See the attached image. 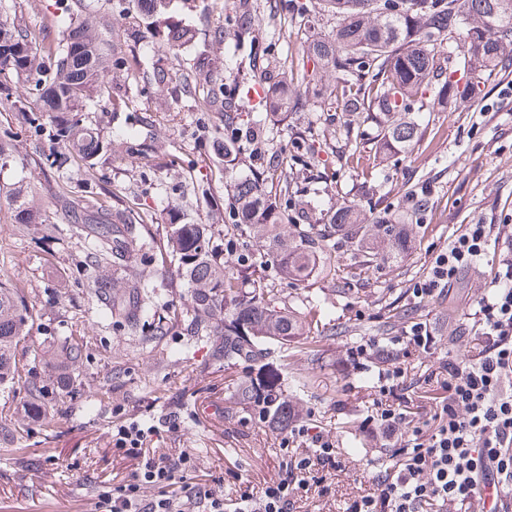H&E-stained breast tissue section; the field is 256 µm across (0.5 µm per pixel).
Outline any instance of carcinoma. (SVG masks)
<instances>
[{"instance_id": "obj_1", "label": "carcinoma", "mask_w": 512, "mask_h": 512, "mask_svg": "<svg viewBox=\"0 0 512 512\" xmlns=\"http://www.w3.org/2000/svg\"><path fill=\"white\" fill-rule=\"evenodd\" d=\"M166 0H128L130 34L149 32L152 18ZM324 10L336 16L331 36L314 35L302 55L290 65L273 91L276 122L288 121V114L308 105L306 93L321 87L319 107L324 112H356L376 127L372 142L349 127L345 142L337 145L314 139L299 159L301 171L314 174L333 161L356 158L361 174L373 173L377 165L423 141L426 128L416 119L392 121L399 113L444 112L448 102L472 97L474 80L512 61V0H320ZM63 37L57 50L40 56L36 37L27 29L10 27L0 20V102L15 112H30L31 122L48 118L52 139L73 149V158L88 166L105 148L92 129L80 125L79 113L91 103L106 102L117 108L121 100L112 96L107 42L92 25L71 13L60 16ZM466 34L463 56L454 59L438 49L436 41L456 42ZM195 42L194 30L167 29L163 43L175 52ZM158 86L180 97L192 95L189 83L170 85L161 60L151 64ZM465 78V83L455 78ZM26 76L34 81L35 100L14 96V79ZM211 104L219 107L223 124L213 128L215 138L224 128H236L235 139H251L255 129L251 118H243L236 102L224 88L214 94ZM294 180L262 172L254 180L234 185L232 200L238 222L233 229L269 238L283 252L280 272L310 289L308 303L321 302L318 292L325 285L345 286L379 266L382 252L401 255L411 249V229L403 222L367 224L355 204H343L322 224H295L292 209ZM14 221L43 228L51 235L45 213L32 201L16 205ZM86 223L95 225L96 258H114L126 264L134 293L126 305H109L113 317L130 325L153 311L154 302L146 280L133 265L140 236L149 237L156 247L174 260L176 275L190 292L191 314L179 320L186 336L221 338L216 356L224 365L250 364L262 356V345L276 341L288 345L303 335V325L292 307L271 303L266 271L269 260L254 258L228 271L210 246L212 227L187 222L170 213L167 222L151 227L129 211L114 206L112 211L89 214ZM117 224L126 225L118 231ZM356 245L360 252L357 270L341 276L336 266V236ZM34 308L9 284L0 281V392H17L16 352L29 335ZM81 348L63 344L48 354L46 364L77 368ZM269 392L281 390L282 373L269 370L260 376ZM29 416L40 418L55 400L50 383L37 376L23 384ZM288 401L282 400L270 421L288 430Z\"/></svg>"}]
</instances>
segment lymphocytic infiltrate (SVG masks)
I'll use <instances>...</instances> for the list:
<instances>
[{"label": "lymphocytic infiltrate", "mask_w": 512, "mask_h": 512, "mask_svg": "<svg viewBox=\"0 0 512 512\" xmlns=\"http://www.w3.org/2000/svg\"><path fill=\"white\" fill-rule=\"evenodd\" d=\"M490 225L464 224L438 253L412 293L439 299L483 257ZM486 294L472 301V362L445 363L444 396L432 416L412 418L405 406L399 362L378 373L373 413L363 426L382 438L391 464L371 489L352 496L344 512H512V235L501 241ZM272 477L239 480L230 492L187 481L191 449L146 447L138 424L118 426L114 447L134 460L127 475L113 474L97 512H297L317 496L334 501L333 481L345 464L329 430L291 428L282 439Z\"/></svg>", "instance_id": "f902f5d3"}]
</instances>
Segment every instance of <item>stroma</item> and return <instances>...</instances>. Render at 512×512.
<instances>
[{
	"label": "stroma",
	"instance_id": "35a3bbf8",
	"mask_svg": "<svg viewBox=\"0 0 512 512\" xmlns=\"http://www.w3.org/2000/svg\"><path fill=\"white\" fill-rule=\"evenodd\" d=\"M249 2L263 46L258 54L250 37L238 40L233 35L240 0H227L221 14L209 10V0H169L163 23L194 28L197 44L208 47L215 64L196 70L190 47L169 56L172 81L193 85L190 103L161 92L150 74L142 72L132 80L124 66L113 70L112 95L129 104L83 112L84 124L97 129L109 145L92 170L78 163L61 174L50 169L45 159L53 147L49 126L33 128L0 104V139L11 147L9 163L0 168V187L34 199L46 211L53 235L45 242L40 233L15 223L11 205L0 197V279L36 310L30 335L19 348L16 378L23 382L42 372L40 355L61 342L83 351L80 371L61 374L52 418L29 419L21 396H0V414L16 426L13 434H0V512H95L101 479L130 466L113 448V427L134 421L146 428L171 413L178 415L179 429L160 428L150 438L153 447L192 449L203 471L229 460L242 477L268 473L279 435L258 422L256 410L242 395L243 384L257 377V367H225L214 355V340L183 335L174 314L189 307L188 291L173 287L174 267L152 244L140 248L135 259L154 287V310L135 327L116 322L94 282L111 280L113 301L124 303L131 291L126 270L114 263H92L93 240L71 232L88 202L103 210L120 203L134 213L148 212L159 223L176 208L189 221L212 226V244L226 266L257 256L260 246L252 235L226 233L234 222L230 184L251 176L252 166L245 149L230 168L218 164L220 144L210 130L223 118L209 103L210 89L221 85L230 92L241 80L262 88L277 81L289 56L301 52L307 33L293 20L290 0ZM72 3L83 17L111 31L114 55L124 65L152 57L161 44L154 33L141 38L127 34L122 0ZM58 14L57 0H0V19L35 31L43 51L60 38ZM510 80L512 68L492 73L485 76L480 95L445 112L422 113L423 147L383 162L371 181L352 166L334 163L330 178L298 184L296 209L306 224L317 223L345 201L371 211L375 195L389 196L398 213L424 209L413 226L408 253L385 257L349 291L326 288L329 313L311 312L309 335L287 347L268 344L262 359L288 376L282 395L296 421L331 425L348 466L337 499L368 488L371 473L389 464L381 439L362 429L371 413L380 363L370 357L363 365L344 368L346 349L371 342L376 350L398 355L393 338L404 335L412 322L429 321L439 337L436 349L402 356L413 410L431 407L438 395L436 387L422 382L424 372L471 355L456 330L472 324L468 303L481 292L490 260L466 271L450 297L421 303L411 290L459 225L481 220L491 224L497 237L512 225V102L499 96ZM350 126L365 138L374 135L373 127L357 115H330L310 103L294 112L288 125L269 133L262 146L265 163L268 169L295 175V157L304 151L297 135L310 133L333 142ZM132 141L166 151L167 166L156 167L149 155L130 153ZM299 378L306 379V387H296Z\"/></svg>",
	"mask_w": 512,
	"mask_h": 512
}]
</instances>
